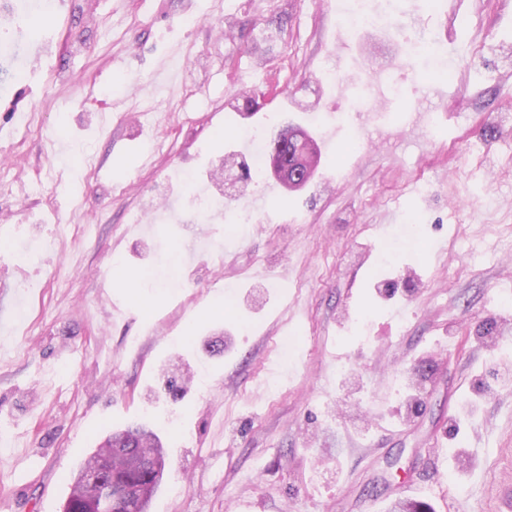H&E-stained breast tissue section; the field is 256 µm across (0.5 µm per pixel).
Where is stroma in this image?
Segmentation results:
<instances>
[{
  "label": "stroma",
  "mask_w": 512,
  "mask_h": 512,
  "mask_svg": "<svg viewBox=\"0 0 512 512\" xmlns=\"http://www.w3.org/2000/svg\"><path fill=\"white\" fill-rule=\"evenodd\" d=\"M5 2L0 512H63L130 421L167 450L151 512H507L512 342L477 332L512 335V0H402L397 26L365 0L354 33L356 0ZM288 123L322 142L312 180L232 196L216 162Z\"/></svg>",
  "instance_id": "stroma-1"
}]
</instances>
